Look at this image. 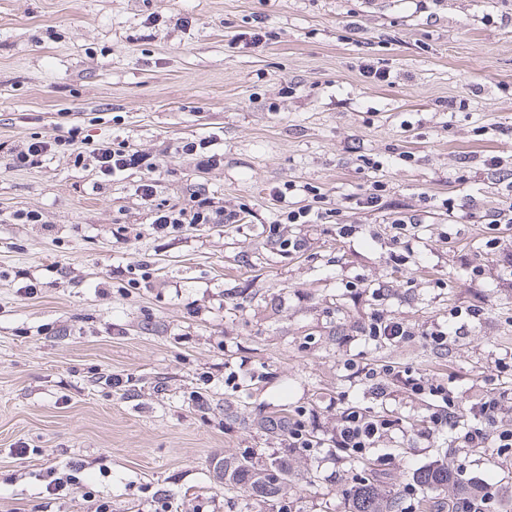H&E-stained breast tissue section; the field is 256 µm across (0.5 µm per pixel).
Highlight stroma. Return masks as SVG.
I'll return each instance as SVG.
<instances>
[{"label":"stroma","instance_id":"stroma-1","mask_svg":"<svg viewBox=\"0 0 512 512\" xmlns=\"http://www.w3.org/2000/svg\"><path fill=\"white\" fill-rule=\"evenodd\" d=\"M37 139L54 150L13 168ZM191 139L219 165L178 152ZM106 143L157 167L103 180L88 153ZM509 174L512 0H0V512H347L364 473L412 512L406 485L441 463L512 512V454L421 437L429 397L377 401L345 367L512 397L496 367L512 357V223L484 256ZM377 181L380 206H362ZM198 193L239 223L153 229L156 204ZM305 206L338 220L282 223ZM274 223L305 249L269 239ZM357 279L383 287L412 338L365 342L374 301ZM471 305L483 315L444 347L424 338ZM351 405L400 422L362 458L331 441ZM299 410L319 448L271 428ZM242 457L287 463L288 485L263 502L219 482V462ZM71 462L79 487L49 490Z\"/></svg>","mask_w":512,"mask_h":512}]
</instances>
